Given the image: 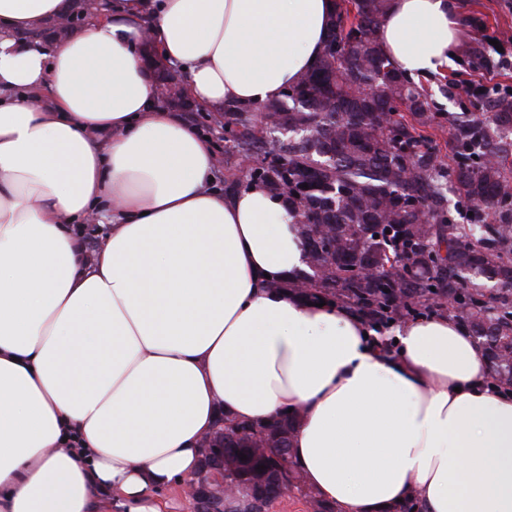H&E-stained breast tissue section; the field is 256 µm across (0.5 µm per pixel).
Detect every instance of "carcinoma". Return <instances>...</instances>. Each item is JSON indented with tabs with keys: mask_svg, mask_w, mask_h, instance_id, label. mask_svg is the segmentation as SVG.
<instances>
[{
	"mask_svg": "<svg viewBox=\"0 0 512 512\" xmlns=\"http://www.w3.org/2000/svg\"><path fill=\"white\" fill-rule=\"evenodd\" d=\"M389 4L338 0L311 71L279 98L224 106L241 173L232 188L262 183L293 211L307 270L288 292L348 306L378 332L446 314L477 341L490 378L512 386V93L477 94L474 111L448 116L443 164L426 87L380 47ZM354 85L367 92L351 95ZM266 128L280 137L276 157ZM368 262L385 272L361 275ZM299 420L296 409L263 423L220 418L211 445L237 488L229 512L267 508L302 486L290 448Z\"/></svg>",
	"mask_w": 512,
	"mask_h": 512,
	"instance_id": "carcinoma-1",
	"label": "carcinoma"
}]
</instances>
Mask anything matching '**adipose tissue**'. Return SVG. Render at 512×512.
Returning <instances> with one entry per match:
<instances>
[{"instance_id": "adipose-tissue-1", "label": "adipose tissue", "mask_w": 512, "mask_h": 512, "mask_svg": "<svg viewBox=\"0 0 512 512\" xmlns=\"http://www.w3.org/2000/svg\"><path fill=\"white\" fill-rule=\"evenodd\" d=\"M338 0H0V512H171L221 416L296 408L293 459L341 512H512V390L438 315L363 322L281 284L305 269L287 205L217 186L214 150L161 106L145 42L195 104L258 105L318 61ZM427 80L463 38L456 0H390L378 32ZM111 224L87 252L73 229Z\"/></svg>"}]
</instances>
